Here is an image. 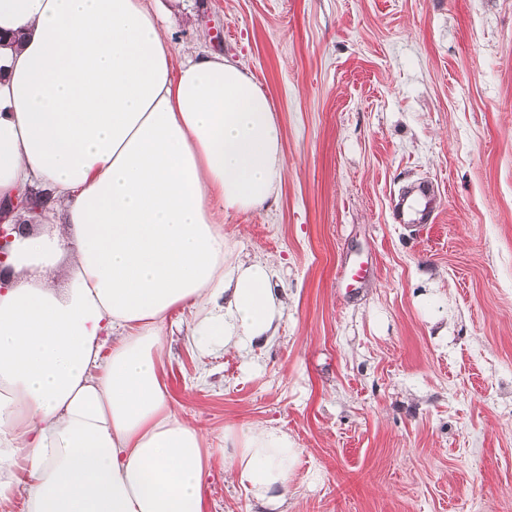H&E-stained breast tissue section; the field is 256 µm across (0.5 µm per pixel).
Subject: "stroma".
<instances>
[{
    "instance_id": "stroma-1",
    "label": "stroma",
    "mask_w": 512,
    "mask_h": 512,
    "mask_svg": "<svg viewBox=\"0 0 512 512\" xmlns=\"http://www.w3.org/2000/svg\"><path fill=\"white\" fill-rule=\"evenodd\" d=\"M175 61L246 67L283 129L269 206L224 217L288 292L276 335L202 355L165 324V381L214 454L208 512H267L224 432L299 450L285 512H512V0H160ZM431 224H396L409 183ZM365 267L354 283L345 268Z\"/></svg>"
}]
</instances>
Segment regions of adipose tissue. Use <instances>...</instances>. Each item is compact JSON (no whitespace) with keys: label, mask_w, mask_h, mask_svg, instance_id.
I'll return each mask as SVG.
<instances>
[{"label":"adipose tissue","mask_w":512,"mask_h":512,"mask_svg":"<svg viewBox=\"0 0 512 512\" xmlns=\"http://www.w3.org/2000/svg\"><path fill=\"white\" fill-rule=\"evenodd\" d=\"M284 165L252 73L173 65L146 0H0V204L24 227L0 261V512H207L213 450L168 396L165 321L193 310L203 354L275 335L288 296L224 215L275 199ZM30 189L45 206L11 209ZM224 441L225 474L274 512L293 440Z\"/></svg>","instance_id":"adipose-tissue-1"}]
</instances>
